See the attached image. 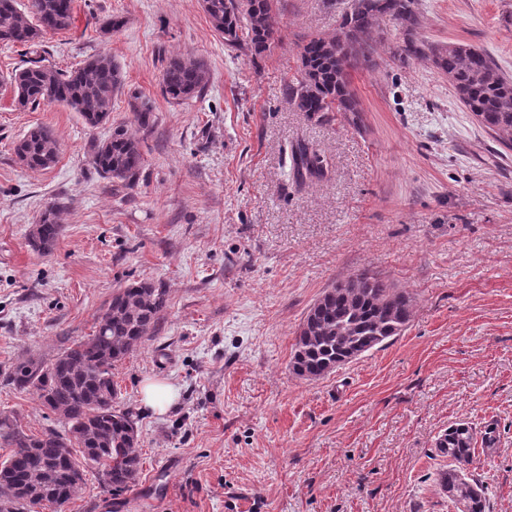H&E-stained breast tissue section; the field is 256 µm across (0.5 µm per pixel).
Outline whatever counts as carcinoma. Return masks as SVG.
<instances>
[{
    "label": "carcinoma",
    "instance_id": "obj_1",
    "mask_svg": "<svg viewBox=\"0 0 512 512\" xmlns=\"http://www.w3.org/2000/svg\"><path fill=\"white\" fill-rule=\"evenodd\" d=\"M272 4L273 0H203V9L227 44L245 43L259 53L278 30ZM384 16L408 34L419 25L414 0H352L334 36L314 35L301 46L299 73L289 85L290 101L298 111L359 112L346 64L367 58L374 25ZM71 25L72 0H28L23 10L17 0H0L1 43L37 46L47 34ZM401 56L432 60L479 124L512 150V78L500 73L486 53L467 44L433 47L408 38ZM208 79L201 61L174 55L163 68L162 89L171 99L185 101L197 96ZM11 84L19 107L62 103L95 129L109 121L123 76L107 55L92 56L70 71L34 59L14 74ZM14 154L29 168L47 169L50 157L58 156V143L51 129L40 126L15 143ZM142 161L139 140L122 128L94 147L97 170L127 186L138 182ZM296 164L297 170L311 177L324 174L323 160L304 146L296 150ZM58 210V204H49L32 234L31 247L40 254L50 253L62 234ZM167 307L163 285L148 280L128 285L112 295L94 333L64 348L52 363L19 357L8 366L7 385L35 391L67 430L28 433L16 417L0 414V447L11 449L0 462V512H27L33 497L48 507L61 497L71 500L82 482L67 479V471L83 470L92 463L109 468L104 487L112 493L129 487L140 470L137 426L130 412L114 407L118 387L112 368L153 334ZM411 315L412 297L407 291L362 269L325 291L310 307L296 336L292 369L300 377L322 378L344 359L399 335ZM445 442L454 467L443 474L442 485L459 481L458 502L466 512H486L483 493L458 479L455 468L469 463L475 453L472 427H448Z\"/></svg>",
    "mask_w": 512,
    "mask_h": 512
}]
</instances>
